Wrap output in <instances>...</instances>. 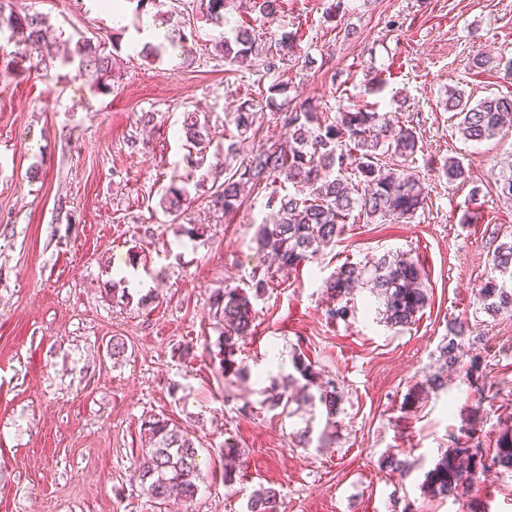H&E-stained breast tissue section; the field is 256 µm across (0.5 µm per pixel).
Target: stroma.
Listing matches in <instances>:
<instances>
[{
  "label": "stroma",
  "mask_w": 512,
  "mask_h": 512,
  "mask_svg": "<svg viewBox=\"0 0 512 512\" xmlns=\"http://www.w3.org/2000/svg\"><path fill=\"white\" fill-rule=\"evenodd\" d=\"M20 2L48 16L55 52L81 34L112 54L113 71L107 89L73 68L21 60L0 78V512H248L262 488L279 492L280 512H466L474 502L512 512V473L480 475L461 499L423 488L465 416L488 445L512 426V312L476 308L491 251L512 234V201L496 182L512 161V127L466 141L443 106L452 91L474 102L512 95V0H348L330 20L331 0H279L276 27L293 50L271 71L225 63L215 51L225 28L202 19L180 42L193 0L141 12L126 0L120 25L105 0ZM153 28L166 47L156 60L141 53ZM477 56L484 66H473ZM275 84L286 95L270 96ZM295 95L328 113L367 105L411 122L420 150L402 167L419 174L424 205L400 221L353 213L335 243L275 275L253 301L254 330L235 355L241 374L227 377L213 362L207 300L260 265L252 237L271 217L268 193H246L226 215L209 209L208 187L186 165L182 115L205 114L208 160L220 163L225 140L242 158L282 140ZM247 100L256 122L242 135L234 116ZM449 158L465 182L443 177ZM184 179L186 218L206 229L199 239L158 206L162 187ZM386 253L417 260L427 276L416 322L386 326L366 289L347 318L328 319L329 275ZM116 275L138 282L130 301L106 295ZM457 317L483 336L489 394L459 378L436 393L420 387ZM116 336L127 344L117 359ZM300 354L340 387L335 420L317 403L269 408ZM154 414L201 448L205 480L193 498L157 505L143 493L140 429ZM227 444L240 450L229 485ZM394 453L411 461L407 477L386 467Z\"/></svg>",
  "instance_id": "stroma-1"
}]
</instances>
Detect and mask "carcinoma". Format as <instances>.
<instances>
[{
    "label": "carcinoma",
    "instance_id": "carcinoma-1",
    "mask_svg": "<svg viewBox=\"0 0 512 512\" xmlns=\"http://www.w3.org/2000/svg\"><path fill=\"white\" fill-rule=\"evenodd\" d=\"M232 0H199V12L207 21L219 24L226 20ZM47 20L31 13L19 0H0V28L5 26L23 35L22 45L14 57L37 60L49 65L55 59L46 41ZM290 36L270 31L267 45L260 46L255 35L246 28L235 30L234 37L222 40L220 52L231 65H244L262 59L260 66L271 70L276 57L288 54L292 48ZM76 64L77 76L102 87H109L112 61L109 55L87 37H79L69 50L62 66ZM446 106L454 113L460 136L481 142L498 135L504 126L512 125V96L487 97L476 103L461 94L448 96ZM253 104L245 101L235 117L236 129L244 134L255 123ZM285 139L268 149L243 159L208 195V207L228 213L241 203L243 185L267 189L281 179L291 184L292 191L279 195L269 193L266 206L271 209L270 223L257 226L252 238L253 249L265 268L252 271L250 283L241 286L224 285L209 297V315L217 325L216 346L222 375L238 373L235 351L243 338L252 335L255 310L252 299L269 288L273 271L298 267L321 248L336 241L343 233L352 213L359 210L370 219L398 220L414 215L422 207L424 196L418 181L411 175L379 164V156L391 153L405 161L419 151L416 128L399 121L388 112L359 109L355 112L338 108L331 117L318 111L309 100H302L289 110ZM181 132L186 142L197 148L187 155L188 165L209 178L204 170L207 157L204 143L210 141L206 122L196 112L187 113ZM450 182L466 181L463 165L450 158L441 166ZM191 200L187 183H170L161 194L158 206L174 218L185 211ZM492 268L498 275L488 278L478 290L480 309L494 316L512 311V240L499 242L491 255ZM424 271L420 264L407 257L382 255L372 264H345L326 279L324 287L334 304L326 309L331 320L344 319L351 312V300L356 291L368 288L381 299L383 317L390 326L404 328L416 320L427 302ZM469 332L468 322L453 321L448 336L438 347L439 369L425 375L421 388L435 392L448 382V371L461 378H473L480 357L468 356L461 340ZM299 377L291 378L289 388L270 400V408L288 407L294 400H318L332 419L338 412L340 395L336 383L324 380L314 365L298 357L293 362ZM300 387H295L299 380ZM316 388L318 395L308 393ZM454 447L442 456L426 477L427 493L433 496L457 495L476 476L490 470L512 473V426L504 428L492 448L470 444V429L464 427L453 437ZM144 454L138 461L141 486L146 495L164 502L172 491L186 497L197 491L202 474L196 463L198 448L193 436L170 420L149 415L141 423ZM280 496L272 488L258 491L251 500L250 512H279Z\"/></svg>",
    "mask_w": 512,
    "mask_h": 512
}]
</instances>
